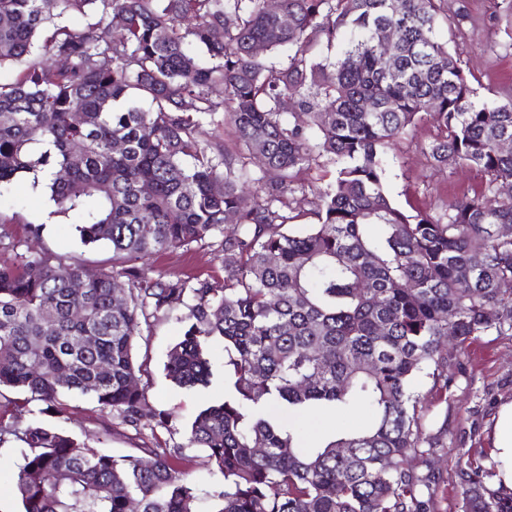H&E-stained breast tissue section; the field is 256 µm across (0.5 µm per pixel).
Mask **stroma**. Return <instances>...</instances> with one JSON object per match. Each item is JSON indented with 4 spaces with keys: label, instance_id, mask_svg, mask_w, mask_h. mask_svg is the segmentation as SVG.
<instances>
[{
    "label": "stroma",
    "instance_id": "1",
    "mask_svg": "<svg viewBox=\"0 0 512 512\" xmlns=\"http://www.w3.org/2000/svg\"><path fill=\"white\" fill-rule=\"evenodd\" d=\"M449 14H461L456 33L440 27V38L450 39V49L477 88L479 94L494 92L512 95V20L504 0H446ZM436 134L431 118H424L411 137L398 142L386 161L385 184L395 204L406 213L432 215L448 204L473 196L486 182L484 173L472 168L438 169L425 148ZM49 190L33 188L22 181L0 194V212L17 214L7 225L11 239L19 242L20 252L46 254L54 261L79 263L84 272L96 274L112 267V251L103 245L82 244L71 218L55 214ZM154 273L192 276L216 283L224 280V258L210 246L196 245L188 250L162 252L149 259ZM182 334V325L170 318L157 322L151 335L138 338L137 360L146 362L140 378L151 403L173 415L172 431L150 434L146 430L120 424L111 413L101 410L87 397L76 395L69 402L63 427L89 447L116 455L160 441L170 446L184 443L188 425L195 415L211 403L224 398V345L212 341L208 357L213 375L208 386L180 388L165 376L167 353ZM448 393L435 395L426 376L414 385L430 396L431 406L424 426L435 431L448 427V448L438 453L434 464L440 476L431 512H459L464 484L460 470L466 460L490 466L492 421L498 406L512 398V335L487 331L469 340L465 347L449 345ZM269 412L282 425L301 430L304 447L313 448L336 430H361L371 412L355 407L343 413L324 409L310 416L289 413L273 405ZM20 443L11 439L0 445V512H19L20 498L15 489V474L21 462Z\"/></svg>",
    "mask_w": 512,
    "mask_h": 512
}]
</instances>
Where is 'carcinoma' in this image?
<instances>
[{
	"mask_svg": "<svg viewBox=\"0 0 512 512\" xmlns=\"http://www.w3.org/2000/svg\"><path fill=\"white\" fill-rule=\"evenodd\" d=\"M441 2L0 0V67L19 66L0 80V192L49 174L81 242L112 249V269L80 290L79 264L26 256L13 241L0 249V388L43 404L39 419L0 425V443L23 444L22 512H129L132 501L199 512L188 448L221 478L210 512H430L439 477L409 458L447 448L448 421L423 431L413 380L424 373L446 394L448 336L512 333V238L495 234L512 225V195L500 192L512 152L499 148L512 140V99L472 86L438 37L451 24ZM57 9L95 22L58 25ZM387 27L398 34L389 53L378 41ZM41 46L66 65L35 59ZM280 49L286 61L267 64ZM427 115L435 166L487 182L439 215L410 216L385 189L384 161ZM322 159L334 177L308 190L298 175ZM308 192L316 222L294 232V195ZM221 231L223 285L150 275L152 255L212 245ZM180 312L166 376L207 383L206 349L220 339L231 379L184 445L115 456L46 421L79 393L124 423L170 430L171 414L137 382L146 369L134 345ZM271 401L362 403L373 418L306 450L264 414ZM462 476L461 512H512V496L487 486L492 469L468 462Z\"/></svg>",
	"mask_w": 512,
	"mask_h": 512,
	"instance_id": "carcinoma-1",
	"label": "carcinoma"
}]
</instances>
